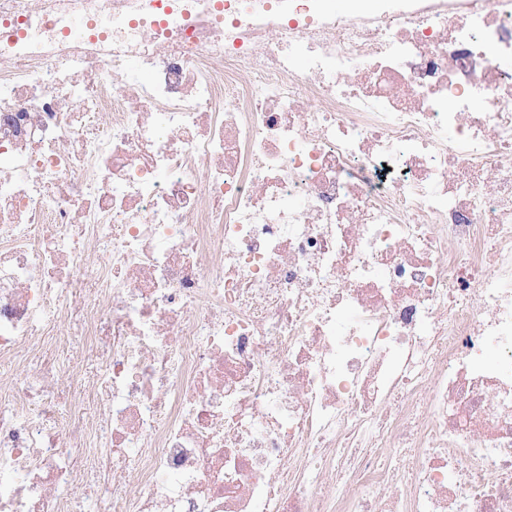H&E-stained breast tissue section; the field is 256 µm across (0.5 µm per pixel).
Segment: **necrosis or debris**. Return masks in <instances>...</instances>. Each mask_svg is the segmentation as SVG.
<instances>
[{"mask_svg": "<svg viewBox=\"0 0 512 512\" xmlns=\"http://www.w3.org/2000/svg\"><path fill=\"white\" fill-rule=\"evenodd\" d=\"M86 492L512 512V0H0V512ZM70 339L71 345L67 348V351L71 358V366L65 375V378L68 379L69 382L76 384L80 382L84 377L81 363L84 352L82 349L80 336H70Z\"/></svg>", "mask_w": 512, "mask_h": 512, "instance_id": "necrosis-or-debris-1", "label": "necrosis or debris"}]
</instances>
